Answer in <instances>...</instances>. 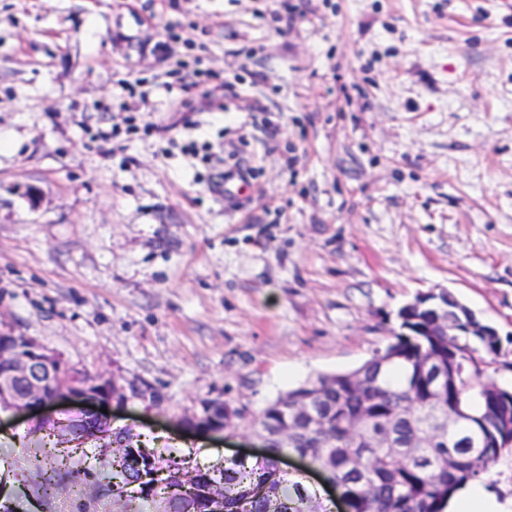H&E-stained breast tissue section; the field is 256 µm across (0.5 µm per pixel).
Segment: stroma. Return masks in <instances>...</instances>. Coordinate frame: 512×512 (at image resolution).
<instances>
[{"instance_id":"35a3bbf8","label":"stroma","mask_w":512,"mask_h":512,"mask_svg":"<svg viewBox=\"0 0 512 512\" xmlns=\"http://www.w3.org/2000/svg\"><path fill=\"white\" fill-rule=\"evenodd\" d=\"M174 68L226 83L223 111L181 108ZM441 288L497 330L476 355L511 387L512 0H0V332L159 393L112 427L193 467L259 450L267 404ZM215 397L231 427L181 429ZM54 431L0 414L1 491Z\"/></svg>"}]
</instances>
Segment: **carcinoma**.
<instances>
[{
	"instance_id": "obj_1",
	"label": "carcinoma",
	"mask_w": 512,
	"mask_h": 512,
	"mask_svg": "<svg viewBox=\"0 0 512 512\" xmlns=\"http://www.w3.org/2000/svg\"><path fill=\"white\" fill-rule=\"evenodd\" d=\"M470 337L460 340L433 327V334L417 331L398 333L382 353L356 370L320 374L266 406L256 424L265 432H276L267 456L254 463L231 462L214 472L191 476L180 468L171 448L142 452L139 436L130 432L113 435L112 443L142 454V469L128 468L113 459L111 469L96 472L88 467L84 479L99 490L112 487L115 512H208L211 494L224 499V512H269L278 502L283 512H315L316 493L303 482L288 478L277 469V458L285 449L309 451L318 465L335 475L350 497L353 512H442V505L463 485L482 478L487 465L498 459L496 448L444 446L448 433L435 435L440 427L429 421L425 406L431 392L419 364L435 357L461 369L456 351L468 350ZM327 425L308 432L288 429V419L300 415L298 406L314 393ZM473 409L455 403L453 409L473 417L489 436L498 434L501 405L490 402L483 390L476 392ZM401 418L394 424L403 448H384L380 441L348 439L340 424L358 418L359 436H373L390 423L389 415ZM35 469L15 473L18 484L38 497L51 496L59 484L74 473L60 463L34 456Z\"/></svg>"
}]
</instances>
